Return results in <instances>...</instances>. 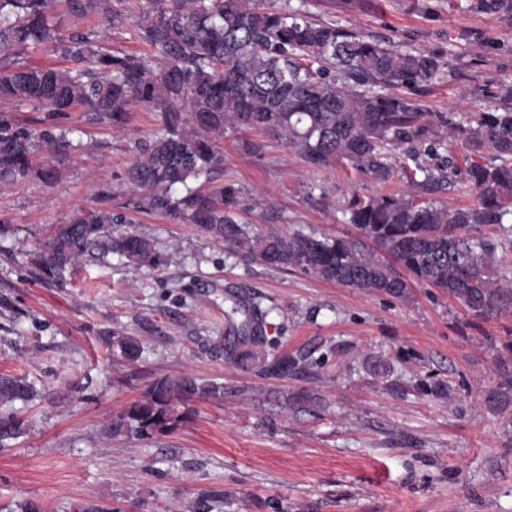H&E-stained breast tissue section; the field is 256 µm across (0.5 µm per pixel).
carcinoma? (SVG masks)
Instances as JSON below:
<instances>
[{
  "instance_id": "cac0c4a2",
  "label": "carcinoma",
  "mask_w": 512,
  "mask_h": 512,
  "mask_svg": "<svg viewBox=\"0 0 512 512\" xmlns=\"http://www.w3.org/2000/svg\"><path fill=\"white\" fill-rule=\"evenodd\" d=\"M136 37L158 58L115 53L96 40L95 25L120 18L112 0H0V181L34 173L47 184L60 181V165L75 148L58 119L88 112L123 128L138 105L158 112L161 128L141 148L126 180L143 192L133 205L158 212L236 252L247 261L293 269L349 288L407 299L411 281L436 288L474 320L512 313V268L482 229L500 228L512 214V109L480 114L462 130L470 146L495 152L500 164L469 165L466 186L477 203L456 208L423 197L444 178L418 158L405 170L420 195L386 194L355 199L348 223L354 237L264 231L242 221L237 191L209 192L177 185L224 166V134H244L241 145L260 153L271 143L294 150L313 170L340 162L387 182V154L396 142L428 133L426 113L403 93L377 94L349 85L373 83L415 90L431 83L442 63L425 50L402 51L350 28L317 23L256 0H149ZM480 11L507 16L512 0H475ZM44 52L47 64L30 62ZM318 67H313V64ZM28 106L41 116L28 124L13 112ZM126 218L112 212V190L99 206L76 211L55 226L38 251L36 274L61 281L83 261L117 255L129 263L158 266L154 242L135 232L117 233ZM244 316V341L222 338L209 348L255 375L288 379L309 369L301 354L265 351L267 311L258 303L236 304ZM127 361L142 358L133 336H108ZM224 388L191 374L151 382L142 399L112 417L113 437L149 439L172 428L175 402L217 397ZM33 386L20 376H0V405L27 401Z\"/></svg>"
}]
</instances>
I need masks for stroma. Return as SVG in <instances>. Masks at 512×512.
<instances>
[{
  "mask_svg": "<svg viewBox=\"0 0 512 512\" xmlns=\"http://www.w3.org/2000/svg\"><path fill=\"white\" fill-rule=\"evenodd\" d=\"M473 0H289L291 10L353 28L398 49H424L442 74L418 90L427 142H401L389 182L350 166L313 172L282 145L247 153L224 136V171L245 220L264 229L349 235L353 198L412 193V155L463 173L496 163L458 135L482 112L512 105V20L477 11ZM98 29L100 44L146 53L134 23ZM82 142L62 178L0 183V376H23L37 397L0 407L17 436L0 441V512H190L208 496L212 512H512V401L499 364L512 372V316L470 323L433 288L409 299L323 282L299 271L248 264L192 226L132 205L125 180L137 147L160 126L133 107L116 130L84 112L64 117ZM111 186L127 230L154 240L162 265L112 256L83 263L65 282L34 276L38 244L56 224L95 207ZM268 310L271 345L306 353L315 376L268 379L205 350L225 335L232 300ZM139 339L141 360L114 356L112 332ZM192 373L223 385L217 398L178 404L164 435L135 441L104 427L141 398L148 382ZM440 380L445 397L422 394Z\"/></svg>",
  "mask_w": 512,
  "mask_h": 512,
  "instance_id": "stroma-1",
  "label": "stroma"
}]
</instances>
